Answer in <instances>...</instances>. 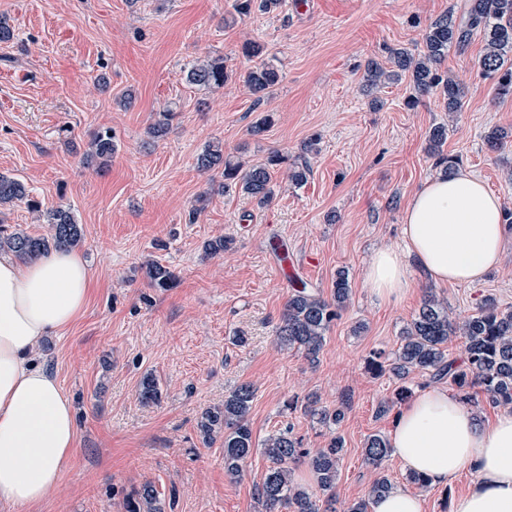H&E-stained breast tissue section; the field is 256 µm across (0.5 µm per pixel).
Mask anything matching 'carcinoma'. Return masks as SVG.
<instances>
[{
    "instance_id": "1",
    "label": "carcinoma",
    "mask_w": 512,
    "mask_h": 512,
    "mask_svg": "<svg viewBox=\"0 0 512 512\" xmlns=\"http://www.w3.org/2000/svg\"><path fill=\"white\" fill-rule=\"evenodd\" d=\"M280 0H235L234 10L247 16L254 10L271 11ZM484 32L486 45L479 65L488 77L496 78L498 95L512 96V0H469L467 19L461 23L448 15L431 22L423 36V49L413 53L405 48L389 50L387 69L375 59L369 60L364 69L367 85L373 87L391 77L407 76L416 94L424 96L440 92L448 111L455 112L461 104V90L456 81L440 74L439 65L448 51L466 49L476 31ZM232 77L224 58L208 60L193 66L186 74L188 84L199 89L221 88ZM281 81V74L272 64L262 61L255 64L245 77V85L256 100L269 94ZM173 113H159L150 133L161 138L172 125ZM448 140V127L432 128L428 136V153L435 158V167L443 175H451L458 159L443 154L442 147ZM116 150L113 136L107 132L97 134L88 149L82 153L88 165L104 166ZM203 172L219 171L226 190H237L250 197L257 206L265 207L274 196L272 170L283 162L274 153L265 161L243 168L224 157L223 146L216 142L205 147L197 159ZM311 169L303 156L289 168L288 177L296 184L307 181ZM28 197L24 183L0 173V206L13 204ZM51 226L47 237L32 236L24 231L0 235V251L13 253L20 259H32L51 249L68 250L79 245L82 229L71 211L56 208L49 212ZM146 275L151 285L165 290L175 285V275L166 266L150 262ZM350 284L345 272L336 274L331 298L326 299L306 287L293 292L276 328L280 344L301 351L314 362L325 341L332 322L346 309L350 297ZM455 336L465 338L466 358L456 367L448 361L445 345ZM368 368L376 375L385 373L399 382L396 399L408 397L405 386L409 375L418 371L433 377H448L457 388L465 404L477 401L485 394L493 407L512 408V309H502L495 299L487 298L477 311L463 318H453L448 305L431 294L426 298L417 315L400 332V344L388 357L375 353L368 361ZM161 396L157 383L148 378L143 381L140 398L143 402L156 403ZM254 398V388L242 383L224 397V403L206 409L197 422L204 442L210 444L215 436H224V469L237 477L244 462L254 448L249 412ZM304 413L312 421L328 428L335 427L342 418V410L333 411L318 405V398H308ZM344 438L334 433L328 444L314 451L289 432L271 437L264 447L265 455L272 461L262 482L256 486V499L262 512H336V480L338 464L343 456ZM387 440L375 434L366 440L365 461L375 468L388 457ZM304 461L314 473L321 497L296 486L291 478V465ZM126 512H162L157 491L145 485L126 502Z\"/></svg>"
}]
</instances>
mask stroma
Listing matches in <instances>:
<instances>
[{
    "label": "stroma",
    "instance_id": "stroma-1",
    "mask_svg": "<svg viewBox=\"0 0 512 512\" xmlns=\"http://www.w3.org/2000/svg\"><path fill=\"white\" fill-rule=\"evenodd\" d=\"M467 2L283 0L241 17L233 0H0V18L14 30L12 41L0 43V173L29 191L0 208V226L43 236L47 212L70 209L83 227L78 249L92 279L83 315L36 348L77 419L68 469L37 512H125L126 499L146 484L164 512H261L255 487L270 466L265 441L288 426L307 448L329 439L302 410L285 408L311 393L344 413L336 427L345 440L336 481L341 510L367 498L381 475L418 493L424 512H449L451 499L469 490L476 475L468 468L448 487L421 489L408 484L395 458L378 471L364 462L367 438L389 436L401 408L395 379L373 375L366 361L372 351L398 348L425 294L447 301L457 316L488 297L512 309V224L504 227L500 265L476 283L440 285L415 269L394 301L367 286L372 253L401 247L410 197L438 174L426 150L434 126L449 128L445 155L512 213V145L493 152L485 142L494 128L512 129V99L499 97L478 65L482 32L441 64L462 88L457 112L437 92L407 106L406 78L364 88L368 59L386 61L391 47L416 50L431 21L462 18ZM249 41L263 45L281 73L259 105L244 83ZM216 56L233 71L224 88L186 83L194 64ZM102 75L110 80L104 90ZM167 109L176 114L169 133L151 139L150 126ZM265 116L263 135H250ZM102 131L114 137L112 160L85 168L81 152ZM314 135L312 172L293 184L290 164ZM213 141L246 166L274 151L283 156L268 206L219 191L220 174L198 170V154ZM220 236L232 237L230 250L206 256L205 244ZM279 248L303 262V283L323 296L338 271L348 273V306L313 365L276 342L292 292ZM150 261L175 274L173 288L150 285ZM147 377L157 381L160 402L141 403ZM242 383L255 390L256 448L233 479L223 440L204 443L197 421Z\"/></svg>",
    "mask_w": 512,
    "mask_h": 512
}]
</instances>
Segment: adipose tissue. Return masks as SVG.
<instances>
[{"label":"adipose tissue","mask_w":512,"mask_h":512,"mask_svg":"<svg viewBox=\"0 0 512 512\" xmlns=\"http://www.w3.org/2000/svg\"><path fill=\"white\" fill-rule=\"evenodd\" d=\"M503 218L499 197L469 174L430 180L405 208L402 249L372 255L368 287L394 300L414 266L436 283L481 280L500 261ZM89 283V268L73 250L25 265L0 255V505H40L73 456L71 399L35 350L83 313ZM389 447L403 470L433 487L474 471V486L452 499L450 512H512L511 410L484 424L447 388L429 387L401 408Z\"/></svg>","instance_id":"obj_1"}]
</instances>
